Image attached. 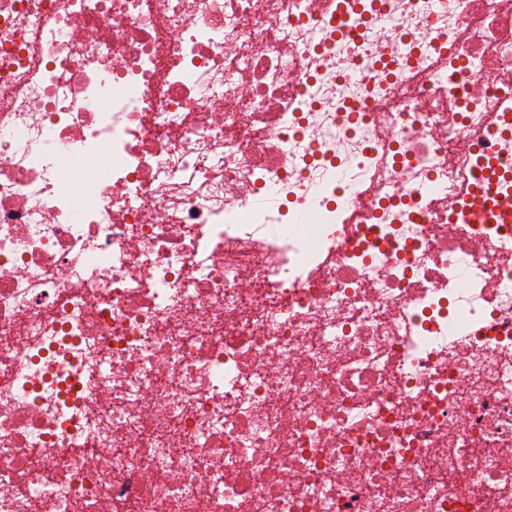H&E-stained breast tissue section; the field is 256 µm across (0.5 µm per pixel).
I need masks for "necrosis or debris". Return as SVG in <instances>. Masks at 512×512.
Wrapping results in <instances>:
<instances>
[{"label": "necrosis or debris", "mask_w": 512, "mask_h": 512, "mask_svg": "<svg viewBox=\"0 0 512 512\" xmlns=\"http://www.w3.org/2000/svg\"><path fill=\"white\" fill-rule=\"evenodd\" d=\"M0 512H512V0H0Z\"/></svg>", "instance_id": "necrosis-or-debris-1"}]
</instances>
